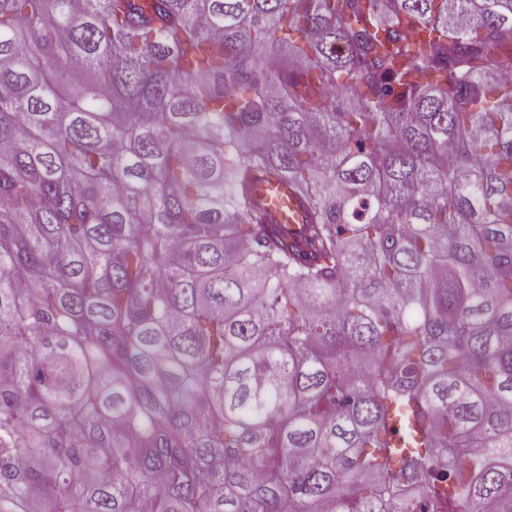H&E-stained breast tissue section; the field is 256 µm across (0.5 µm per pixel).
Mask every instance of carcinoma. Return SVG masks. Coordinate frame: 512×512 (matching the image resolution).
<instances>
[{"label":"carcinoma","instance_id":"cac0c4a2","mask_svg":"<svg viewBox=\"0 0 512 512\" xmlns=\"http://www.w3.org/2000/svg\"><path fill=\"white\" fill-rule=\"evenodd\" d=\"M508 70L512 0H0V512H512ZM268 189L271 193L267 191ZM260 193L266 198L269 203L268 208L281 224H290V226L302 224L303 210L297 196L292 191L282 185L277 189L275 186L264 185Z\"/></svg>","mask_w":512,"mask_h":512}]
</instances>
